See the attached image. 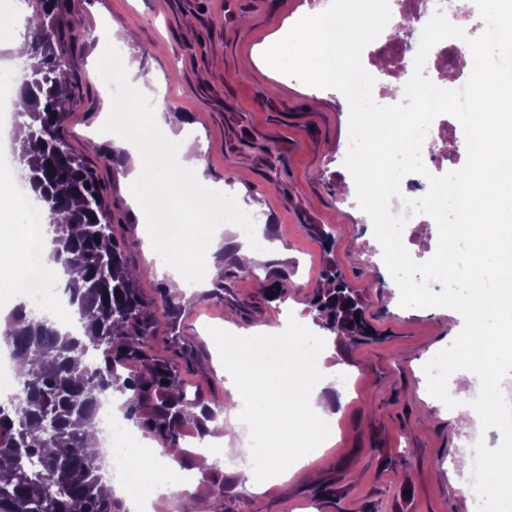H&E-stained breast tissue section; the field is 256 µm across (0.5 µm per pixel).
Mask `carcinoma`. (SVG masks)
<instances>
[{"label": "carcinoma", "mask_w": 512, "mask_h": 512, "mask_svg": "<svg viewBox=\"0 0 512 512\" xmlns=\"http://www.w3.org/2000/svg\"><path fill=\"white\" fill-rule=\"evenodd\" d=\"M36 3L28 19L33 62L19 89L30 100L28 121L17 125L27 147L18 161L23 186L52 231L50 259L81 272L65 283L64 293L86 320L89 343L45 316L31 317L21 305L5 318L0 338L17 362L21 392L0 402V512H120L103 491L99 468L92 466L101 455L83 431L96 428L98 392L120 395L126 419L176 462L185 454L177 427L192 424L203 437L205 422L218 415L201 391L188 389L178 363H155L148 354L153 303L135 288L147 272L128 264L95 173L58 135L67 98L58 91L63 64L46 23L58 0ZM323 279L326 287L309 301L321 326L352 339L363 335V309L341 272L330 268ZM147 397L160 410L147 411Z\"/></svg>", "instance_id": "1"}]
</instances>
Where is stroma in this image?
<instances>
[{
	"label": "stroma",
	"instance_id": "obj_1",
	"mask_svg": "<svg viewBox=\"0 0 512 512\" xmlns=\"http://www.w3.org/2000/svg\"><path fill=\"white\" fill-rule=\"evenodd\" d=\"M52 23L53 50L69 80L60 135L96 171L112 215V228L128 262L146 270L139 288L159 298L169 273L145 248L139 214L125 178L130 158L97 129L109 99L96 65L109 28H132L125 48L138 75L158 77L176 103L167 121L173 133L191 127L190 153L204 156L205 176L223 186L227 209L261 204L257 228L274 252L262 260L271 281L295 287L281 300L268 298L244 276L238 251L241 225L228 224L212 254L217 270L195 300L160 312L149 354L155 362L182 351L183 379L212 404L224 402V363L214 333L245 334L257 315L277 324L283 309L315 319L309 301L323 286L327 267H338L361 298L365 336L333 337L328 365L347 368L353 394L334 386L323 395L340 403L339 438L302 469L290 495L279 486L247 487L238 468L213 470L187 456L192 494L211 512H471L467 428L426 395V356L439 347L456 315L445 308L400 307L388 287V270L375 255L374 228L351 199L352 175L342 162L349 104L278 71L249 65L253 50L286 31L319 0H60ZM110 153L103 163L102 153ZM333 234L335 245L324 244Z\"/></svg>",
	"mask_w": 512,
	"mask_h": 512
}]
</instances>
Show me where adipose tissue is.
Masks as SVG:
<instances>
[{
  "instance_id": "adipose-tissue-1",
  "label": "adipose tissue",
  "mask_w": 512,
  "mask_h": 512,
  "mask_svg": "<svg viewBox=\"0 0 512 512\" xmlns=\"http://www.w3.org/2000/svg\"><path fill=\"white\" fill-rule=\"evenodd\" d=\"M99 77L127 87L126 97L112 105V131L133 161L128 196L144 223L160 224V233L147 236L146 246L175 271L176 288L191 298L210 274L204 256L224 221V205L204 176L205 159L189 157L188 140L168 135L163 108L147 118L137 112L135 102L147 87L122 62L102 59ZM12 184V170L0 167V288L19 289L20 300L31 302L46 298L50 281L64 278L65 272L49 260L52 245L42 213L15 196ZM221 339L231 411L255 402L270 413L262 434L276 447L263 449L256 467L273 484L287 486L336 439L337 415L321 393L330 383L343 389L344 369L325 368L328 337L311 336L309 321L298 316L283 318L275 328L257 326L249 341L226 333ZM119 454L131 473L122 493L135 510L144 489L158 496L169 486L153 454L138 448ZM485 470L493 512H512V449L488 456Z\"/></svg>"
}]
</instances>
